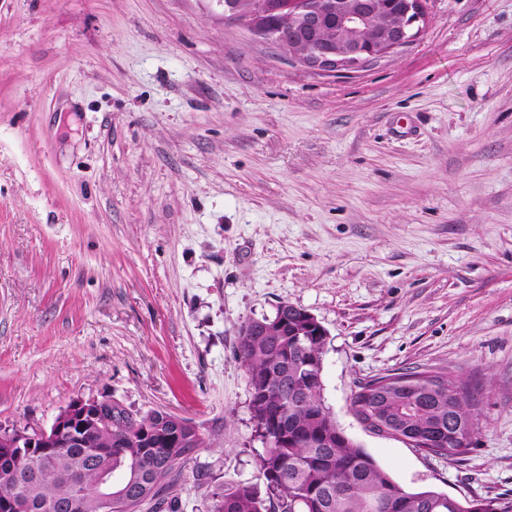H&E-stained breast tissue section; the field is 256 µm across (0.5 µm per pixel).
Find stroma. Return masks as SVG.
<instances>
[{"instance_id":"stroma-1","label":"stroma","mask_w":512,"mask_h":512,"mask_svg":"<svg viewBox=\"0 0 512 512\" xmlns=\"http://www.w3.org/2000/svg\"><path fill=\"white\" fill-rule=\"evenodd\" d=\"M328 332L322 397L409 490L512 495V0H427L417 38L307 67L219 0H0V429L76 398L192 422L169 489L259 482L240 325ZM468 382L472 451L366 430L359 384Z\"/></svg>"}]
</instances>
